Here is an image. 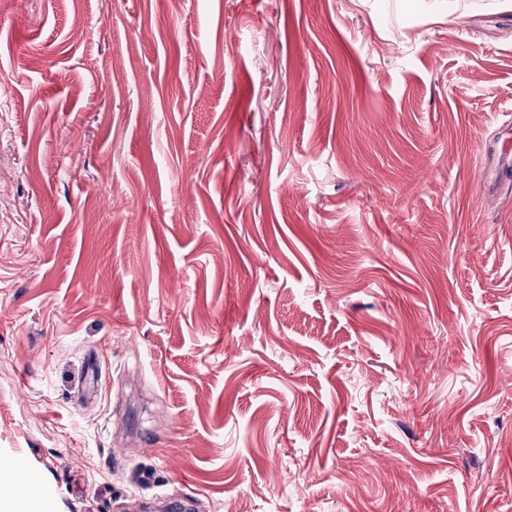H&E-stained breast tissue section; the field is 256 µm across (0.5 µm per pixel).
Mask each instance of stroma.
I'll return each mask as SVG.
<instances>
[{"label": "stroma", "mask_w": 512, "mask_h": 512, "mask_svg": "<svg viewBox=\"0 0 512 512\" xmlns=\"http://www.w3.org/2000/svg\"><path fill=\"white\" fill-rule=\"evenodd\" d=\"M512 0H0V454L25 512H512Z\"/></svg>", "instance_id": "1"}]
</instances>
